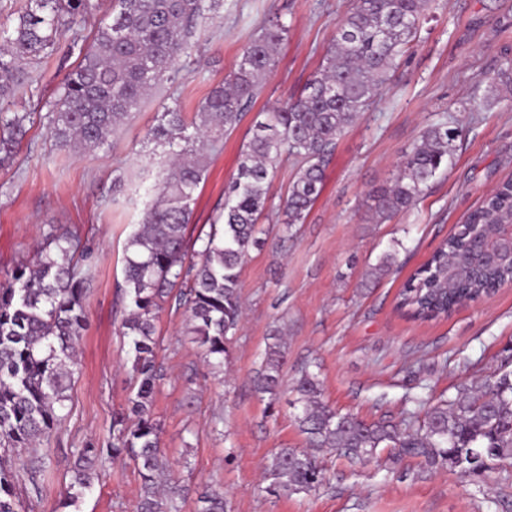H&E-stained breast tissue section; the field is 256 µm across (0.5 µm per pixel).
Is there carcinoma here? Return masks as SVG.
<instances>
[{
  "label": "carcinoma",
  "instance_id": "obj_1",
  "mask_svg": "<svg viewBox=\"0 0 512 512\" xmlns=\"http://www.w3.org/2000/svg\"><path fill=\"white\" fill-rule=\"evenodd\" d=\"M429 0H352L322 63L297 96L263 112L250 130L236 174L224 187V204L210 231L188 236L193 194L206 173L205 152L233 131L257 99L260 79L276 65L288 26L271 20L242 50L238 69L214 88L186 120L178 108L162 113L149 138L170 148L155 201L129 235L124 255L122 336L136 391L128 413L114 418L112 442L73 452L71 482L59 507L69 508L90 490L106 463L128 459L140 480L134 512H181L182 488L172 482L154 418L159 380L155 320L172 291L188 312V332L214 367L224 365L230 336L239 328L240 271L269 217V189L282 155L298 170L279 204L283 224H301L318 199L338 139L355 124L392 77L402 54L416 41ZM221 0H112V17L100 22L80 63L68 72L49 113L62 150H95L108 143L140 110L146 97L168 80L169 69L190 54L195 30ZM97 8L91 0H27L12 30L0 28V101L13 99L28 79V67L70 36L72 23ZM33 117L0 113V166L13 162ZM461 131L430 125L407 152L393 184L375 196L382 221L410 209L424 187L456 150ZM500 224H512V180L501 183L472 211L457 232L442 241L409 278L397 306L419 319L446 316L455 307L487 295L512 279V265L488 266L483 240ZM77 237L55 229L34 259L0 281V512H20L19 474L5 465L25 453L30 493H42L51 457L41 448L66 409L76 347L86 328L83 297L88 274L74 262ZM395 264L386 254L367 277L378 281ZM284 365L282 337L274 335L261 364L257 389L275 401ZM298 422L313 449L334 448L369 461L381 448L427 465L448 464L482 475L512 460V372L496 380H473L451 399L430 407L423 419L400 424L365 423L339 414L320 399L317 376L305 372L295 386ZM271 492L306 493L322 484L323 472L307 451L281 448L267 466ZM197 512H224V494L205 489Z\"/></svg>",
  "mask_w": 512,
  "mask_h": 512
}]
</instances>
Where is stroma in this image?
Instances as JSON below:
<instances>
[{"label": "stroma", "instance_id": "obj_1", "mask_svg": "<svg viewBox=\"0 0 512 512\" xmlns=\"http://www.w3.org/2000/svg\"><path fill=\"white\" fill-rule=\"evenodd\" d=\"M350 0H223L201 26L196 48L142 104L110 146L60 151L47 114L80 47L61 41L30 65L31 80L8 105L34 112L15 161L0 167V276L30 259L51 230L79 239L75 254L91 268L83 306L87 327L63 418L48 444L51 472L41 497L17 492L23 512H55L69 482L73 449L107 445L115 414L134 387L120 324L124 246L154 198L167 162L147 138L162 112L193 115L233 72L243 47L269 17L288 26L275 68L261 83L253 111L208 154L191 204V230H205L224 202L247 131L259 110L303 89L345 17ZM512 63V0H433L420 36L390 83L338 142L321 194L303 223H263V249L241 271V325L223 370L209 366L186 335L187 312L168 300L156 321L161 377L154 413L172 478L187 486L181 512H196L204 488L223 490L226 512H512V467L464 477L447 466L393 462L388 453L363 463L324 449V482L310 493H270L263 470L282 448L305 449L292 386L305 366L318 369L321 398L372 423L401 421L414 398L436 403L460 384L512 369V286L464 303L432 320L396 306L407 279L457 231L466 216L512 178V81L490 90L488 78ZM462 125L456 153L416 205L379 221L374 197L393 183L403 155L431 124ZM140 174L136 192L116 197L117 177ZM392 272L364 287L384 254ZM285 342L284 386L276 403L254 379L271 334ZM139 478L131 461L107 464L93 488L66 512H132Z\"/></svg>", "mask_w": 512, "mask_h": 512}]
</instances>
